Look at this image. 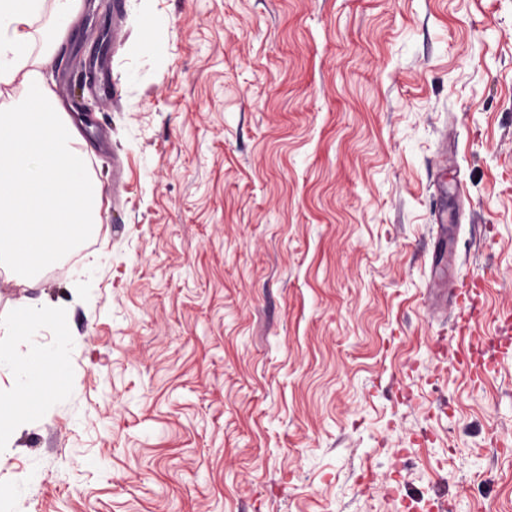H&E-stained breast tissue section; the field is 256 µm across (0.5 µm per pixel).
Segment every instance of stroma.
<instances>
[{
  "label": "stroma",
  "mask_w": 512,
  "mask_h": 512,
  "mask_svg": "<svg viewBox=\"0 0 512 512\" xmlns=\"http://www.w3.org/2000/svg\"><path fill=\"white\" fill-rule=\"evenodd\" d=\"M111 31L89 0L45 73L71 113L104 57L119 100L79 128L100 224L0 279L1 325L63 314L0 348L67 366L0 512H512V0H124ZM449 253L484 286L461 343ZM61 319V313L54 309H28L25 306L18 307L10 323L15 330L20 328L24 335L33 336L45 323Z\"/></svg>",
  "instance_id": "1"
}]
</instances>
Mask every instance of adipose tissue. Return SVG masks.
<instances>
[{"mask_svg": "<svg viewBox=\"0 0 512 512\" xmlns=\"http://www.w3.org/2000/svg\"><path fill=\"white\" fill-rule=\"evenodd\" d=\"M43 7L44 0H0V86L24 89L21 102L0 105V265L32 280L101 221L102 189L83 164L71 123L55 110L34 53L37 41L67 33L79 0H53L41 35L34 24ZM14 368L17 386L0 389L7 428L31 419L66 376L55 353L42 350Z\"/></svg>", "mask_w": 512, "mask_h": 512, "instance_id": "1", "label": "adipose tissue"}]
</instances>
